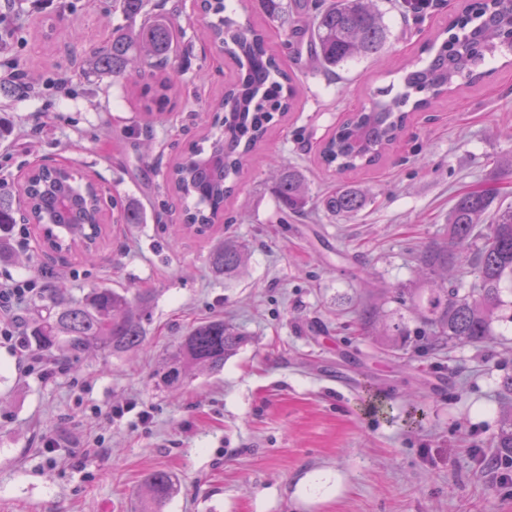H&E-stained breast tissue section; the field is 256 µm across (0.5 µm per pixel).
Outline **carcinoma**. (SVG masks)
I'll use <instances>...</instances> for the list:
<instances>
[{"mask_svg":"<svg viewBox=\"0 0 512 512\" xmlns=\"http://www.w3.org/2000/svg\"><path fill=\"white\" fill-rule=\"evenodd\" d=\"M123 14L141 18L137 27L112 33V42L90 56L93 67L114 79L135 81L149 76L144 112L156 121L175 90L170 72L180 54L184 30L176 21L177 6L163 12V4L150 0H120ZM269 21L280 23L288 15L287 0H254ZM203 10L215 16L208 22V37L224 49L237 68L235 80L215 107L213 125L219 130L206 141L185 151L166 174V183L183 204L184 221L178 231L206 236L224 212L244 158L265 139L274 114L291 111L297 85L269 53L263 30L250 20L241 21L227 11L224 0H203ZM307 51L316 68L333 74L350 60L376 57L388 37V29L373 0H312ZM452 27L459 30L452 45L442 44L429 65L410 70L403 77L405 92L390 102L376 100L353 114L320 148L324 165L339 172L369 166L399 138L408 113L427 108L431 100L456 88V79L474 77V68L495 43L512 39V0H478L458 16ZM424 97L410 101L411 94ZM274 193L279 204L295 213L318 207L333 217H354L368 202L359 188L338 182L313 196L305 175L291 166L277 169ZM27 205L22 219L43 233L42 244L65 251L92 254L102 231V208L87 186L78 183L71 169L32 175L22 188ZM498 188L486 186L458 196L448 212V238L420 251L419 262L428 276L418 294L422 336L447 343L481 344L493 335V322L504 305L502 283L512 282V206H496ZM112 207L121 224H139L142 213L115 197ZM12 196L0 192V242L7 241L17 223ZM249 256L237 239H224L210 249L211 273L226 281L238 278ZM152 293L131 297L125 289L93 288L78 300L62 294L49 298V309L24 336L25 346L37 354L87 350L125 354L138 350L146 340L145 322ZM243 334L222 319L190 328L182 341L159 365V384L175 387L191 372L219 370L237 350ZM490 468L512 469V407L504 426L490 443ZM176 484L161 470L143 479L142 504L159 506L173 497Z\"/></svg>","mask_w":512,"mask_h":512,"instance_id":"1","label":"carcinoma"}]
</instances>
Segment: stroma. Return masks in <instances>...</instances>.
Here are the masks:
<instances>
[{
  "mask_svg": "<svg viewBox=\"0 0 512 512\" xmlns=\"http://www.w3.org/2000/svg\"><path fill=\"white\" fill-rule=\"evenodd\" d=\"M185 47L165 123L143 128L140 87L84 66L113 28L130 26L118 0H13L0 37V77L23 75L30 93L0 91V187L40 158L92 177L104 200L136 203L144 221L106 235L94 260L40 255L35 225L15 226L0 280L36 279L41 294L13 311L26 330L45 291L82 297L101 286L152 290L143 348L133 355L68 356L63 372L25 373V353L0 346V512H139L144 476L170 473L178 491L163 512H512V480L485 477L499 432L500 378L512 375V322L494 323L480 346L421 350L411 289L423 278L420 250L442 238L461 193L485 185L512 203V46L502 45L481 79L430 109L410 113L374 164L335 176L319 149L379 91L399 90L402 69L422 66L467 0H433L415 14L403 0H377L388 39L379 57L328 77L292 46L294 28L251 14L300 94L246 159L208 237L177 236L178 196L165 175L211 128V104L236 70L200 36V0H179ZM301 170L312 192L334 178L369 195L352 219L283 212L272 162ZM248 243L245 272L215 278V240ZM377 297L401 335L358 320V294ZM230 320L245 332L220 371L170 389L155 369L194 323ZM377 392L385 406L367 404ZM135 404V411L112 410ZM422 406L424 416L414 414ZM148 411L141 422L139 411ZM58 446L42 448L43 436Z\"/></svg>",
  "mask_w": 512,
  "mask_h": 512,
  "instance_id": "obj_1",
  "label": "stroma"
}]
</instances>
